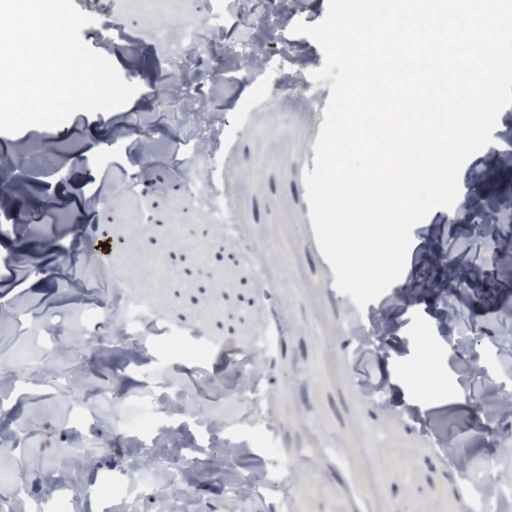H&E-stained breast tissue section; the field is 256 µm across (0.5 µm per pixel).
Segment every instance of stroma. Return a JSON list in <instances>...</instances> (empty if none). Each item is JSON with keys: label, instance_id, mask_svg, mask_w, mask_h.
<instances>
[{"label": "stroma", "instance_id": "obj_1", "mask_svg": "<svg viewBox=\"0 0 512 512\" xmlns=\"http://www.w3.org/2000/svg\"><path fill=\"white\" fill-rule=\"evenodd\" d=\"M74 3L95 18L82 29L83 41L138 90L110 111L0 133V153L15 159L0 168V306L11 309L0 319V367L29 357L42 369L77 374L65 392L40 373L0 387V435L9 439L10 460L0 470V503L51 512L46 463L74 452L82 463L70 479L82 493L72 512H111L141 450L137 439L111 434L108 408L134 413L153 400L157 426L181 436L178 453L199 459L177 476L197 512H236L225 470L260 469L273 481L281 458L298 472L281 512H467L484 458L512 471V456L499 452L512 445V415L497 417L494 441L478 435L481 402L512 393L500 336L503 310L512 308V272L495 263L490 240L469 229L481 214L512 235V222L498 212V195L512 189V178L496 164L512 145V106L499 114L492 143L463 166L453 207L434 209L413 228L402 276L361 309L334 286L303 180L314 167L330 83L317 82L314 97L285 93L271 105L258 95L262 81L307 78L322 66L320 46L293 26L320 21L327 0H289L288 21L270 32L259 69L214 44L224 55V77L204 88L201 104L166 93L179 23L222 29L234 42L248 36L254 12L276 16L277 0H238L232 10L224 0ZM111 15L123 19L124 49L114 48L103 26ZM202 109L224 128L210 146L208 179L234 204L251 244L247 260H219L222 227L183 203L189 163L176 147L188 129L173 126L169 115ZM63 149L84 154V162L55 170ZM110 172V199L88 207ZM438 250L452 262L449 290L478 266L498 281L499 303L479 308L461 297L459 318L446 321L440 300L417 286ZM21 252L26 266L16 273L11 259ZM92 265L110 269L121 289L150 300L152 309L127 312L123 340L52 358L78 327H94L107 298L111 279H92ZM268 299L275 315L290 319L261 343ZM197 345L209 348L206 366L191 353ZM267 348L275 359L259 390L267 432L259 441L233 391ZM105 481L113 488L108 501L96 492Z\"/></svg>", "mask_w": 512, "mask_h": 512}]
</instances>
